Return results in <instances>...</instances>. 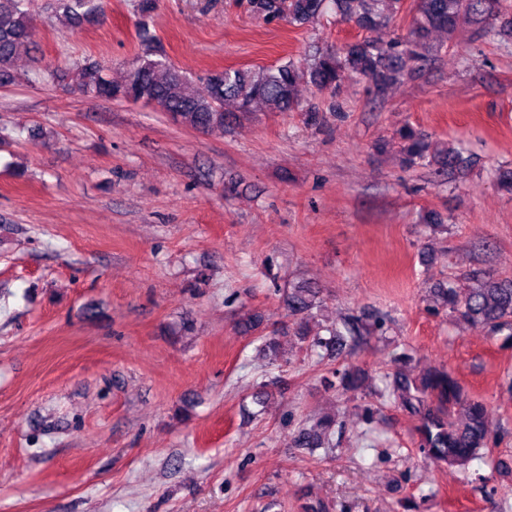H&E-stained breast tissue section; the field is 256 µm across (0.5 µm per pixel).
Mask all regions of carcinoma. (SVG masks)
<instances>
[{
  "label": "carcinoma",
  "mask_w": 512,
  "mask_h": 512,
  "mask_svg": "<svg viewBox=\"0 0 512 512\" xmlns=\"http://www.w3.org/2000/svg\"><path fill=\"white\" fill-rule=\"evenodd\" d=\"M32 0H0V87H10L30 80L29 73L15 66L22 49L35 47V29L30 23ZM415 16L404 37L387 42L365 37L342 49H316L303 63L287 61L272 67L225 68L207 74L206 93L191 90V81L155 46L148 20L157 8V0H138L139 37L143 51L137 64L120 79L96 61L73 67L40 71L34 75L55 83L72 82L84 95L105 100L145 102L163 112L178 125L199 132L224 128V121L236 113L292 112L299 108L297 87L306 83L319 90H338L349 80H364L381 93L398 83L409 64L426 61L433 37L451 33L462 15L482 23L498 9L497 0H414ZM333 5L346 22L372 33L389 24L403 12L404 0H243L248 13L271 23L286 20L304 25ZM48 8L75 27L101 21L105 0H50ZM400 163L404 168L432 166L448 171L463 163L460 152L451 148L439 151L424 132L405 125L398 131ZM476 285L462 289L456 280H438L430 286L436 297L435 309L448 311L455 323L480 325L489 334L505 330L512 333V277L476 273L470 277ZM288 330H269L256 313L247 314L240 327L256 332L261 351L271 363L288 362L280 338L293 336L297 344L324 349L333 358L342 355L348 342L362 335L363 318L351 314L328 325L319 323L316 310L321 308V290L311 281L288 284L286 296ZM318 326L328 333L321 337ZM338 389L356 392L366 375L348 364L333 372ZM387 397L397 407L418 417L417 447L429 459L450 466L464 465L488 450L492 438L488 410L483 401L470 397L448 370L428 366L413 378L399 370L384 375ZM461 417H455V408ZM336 416L320 417L314 426L300 430L298 446L328 448L336 434Z\"/></svg>",
  "instance_id": "obj_1"
}]
</instances>
